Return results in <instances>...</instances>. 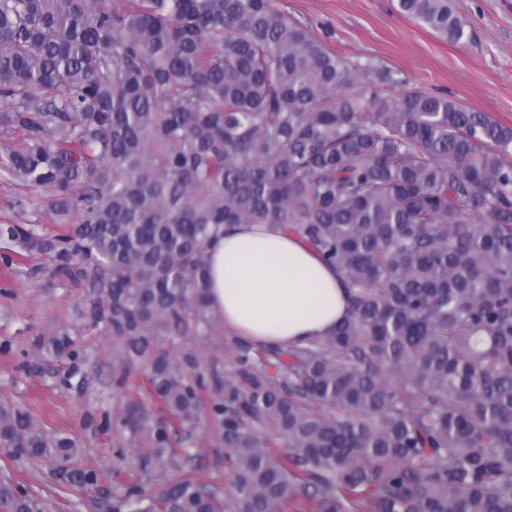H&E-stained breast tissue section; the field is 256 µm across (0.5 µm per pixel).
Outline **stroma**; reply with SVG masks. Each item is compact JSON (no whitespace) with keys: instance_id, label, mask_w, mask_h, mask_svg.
Wrapping results in <instances>:
<instances>
[{"instance_id":"stroma-1","label":"stroma","mask_w":512,"mask_h":512,"mask_svg":"<svg viewBox=\"0 0 512 512\" xmlns=\"http://www.w3.org/2000/svg\"><path fill=\"white\" fill-rule=\"evenodd\" d=\"M276 5L328 50L397 73L405 84L387 88L386 97L406 90L446 94L512 127V0H452L466 25L467 36L458 43L398 13L397 0H276ZM46 199L45 191L0 174V224L57 231L58 219ZM46 264L27 252L12 268L0 266V402L24 408L46 436L73 438L72 466L97 469L103 479L94 490L63 489L54 458H12L1 448L0 477L22 483L42 501L43 512H112L129 485L191 475L223 498L226 512H234L224 450L213 439L207 414L177 428L174 463L161 472L141 469L139 458L148 450L144 441L100 429L103 414L146 400L147 369L118 359L117 341L106 327L86 328L82 288L47 271ZM65 329L86 353L88 380L80 388L62 384L65 362L38 351L39 340Z\"/></svg>"}]
</instances>
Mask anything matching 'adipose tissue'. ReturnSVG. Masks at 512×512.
<instances>
[{"label":"adipose tissue","instance_id":"adipose-tissue-1","mask_svg":"<svg viewBox=\"0 0 512 512\" xmlns=\"http://www.w3.org/2000/svg\"><path fill=\"white\" fill-rule=\"evenodd\" d=\"M210 303L225 329L264 347L303 344L349 314L335 267L293 235L237 224L209 248Z\"/></svg>","mask_w":512,"mask_h":512}]
</instances>
